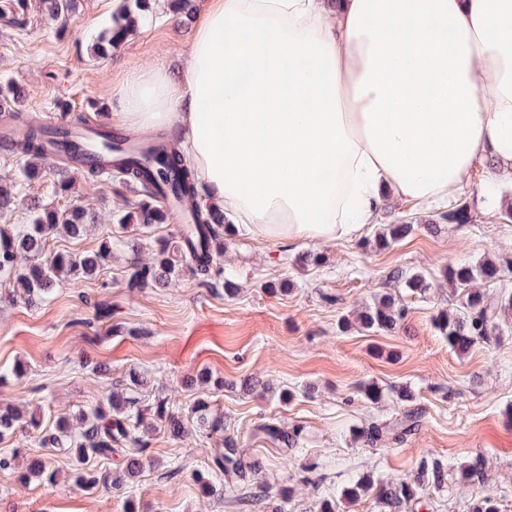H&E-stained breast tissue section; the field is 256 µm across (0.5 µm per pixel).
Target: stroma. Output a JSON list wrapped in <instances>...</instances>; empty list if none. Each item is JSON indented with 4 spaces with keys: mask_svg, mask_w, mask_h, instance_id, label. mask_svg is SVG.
Masks as SVG:
<instances>
[{
    "mask_svg": "<svg viewBox=\"0 0 512 512\" xmlns=\"http://www.w3.org/2000/svg\"><path fill=\"white\" fill-rule=\"evenodd\" d=\"M168 3L150 0L137 32L116 53L100 57L93 45L110 26L119 0H79L75 15L56 20L35 6L14 17L9 0H0V100H10L19 85L27 95L26 111L44 119L63 107L91 116L100 105L109 115L119 111L120 89L132 77L187 64L193 22L170 11ZM22 166L18 157L0 155V180H15L20 195L0 223H30L32 197L59 209L83 205L97 211L100 224L79 240L51 237L43 262L106 244L112 255L96 277L76 286L59 283L38 305L0 302V372L8 375L0 382V404L16 405L37 422L0 440V451L17 454L14 469L0 472V512H124L130 503L137 512H240L227 499L205 496L193 480L206 449L216 444L200 432L179 439L153 433L139 477L119 490H84L73 480L76 462L68 449L40 447V431L103 400L132 368L146 378L144 404L167 397L187 410L197 399L211 401L224 416L225 431L261 461L256 482L273 495L290 489L287 512H314L323 497L335 499L337 512H384L374 498H342L343 488L366 473L376 480L403 477L426 452L447 463L448 481L428 489L412 512H466L468 503L489 494L500 512H512V319L496 339L463 355L449 348L434 322L439 310L465 300L463 290L448 285V266L493 261L499 280L479 279L476 287L512 295V187H500L497 202L487 203L488 165H477L449 203H387L350 240L276 241L238 230L227 237L223 257L227 276L239 286L234 297L188 274L170 288L129 290L124 275L130 257L121 243L130 232L113 215L136 201V192L75 174L61 194L54 168L44 167L26 182L19 178ZM451 203L468 204L474 222H443L436 232L427 231L425 221ZM398 218L412 222L414 232L387 250L372 249L381 226ZM306 252L323 254L325 265L297 267L295 258ZM397 269L425 272V294L408 293L394 281ZM281 280L291 281L288 293L266 290L267 282ZM386 292L407 308L400 329L339 330L340 317L356 314ZM96 301L111 305L110 322L94 321ZM18 364L24 373L16 377L11 370ZM202 370L223 380V388L184 387L186 377ZM368 384L382 388L378 403L365 399L362 388ZM405 385L423 413L419 431L403 443L373 448L354 440V429L402 411L394 390ZM284 388L293 391V399L280 400ZM270 420L286 431L300 428L297 447L266 442L257 427ZM45 454L60 472L53 485L24 477L27 464ZM479 454L486 481L461 479V467ZM313 462L323 467L318 488L299 481L303 465Z\"/></svg>",
    "mask_w": 512,
    "mask_h": 512,
    "instance_id": "obj_1",
    "label": "stroma"
}]
</instances>
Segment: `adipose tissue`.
Returning a JSON list of instances; mask_svg holds the SVG:
<instances>
[{
    "instance_id": "adipose-tissue-1",
    "label": "adipose tissue",
    "mask_w": 512,
    "mask_h": 512,
    "mask_svg": "<svg viewBox=\"0 0 512 512\" xmlns=\"http://www.w3.org/2000/svg\"><path fill=\"white\" fill-rule=\"evenodd\" d=\"M121 98L123 126L179 129L234 223L351 239L387 199L448 198L481 160L512 182V0H209L185 70Z\"/></svg>"
}]
</instances>
